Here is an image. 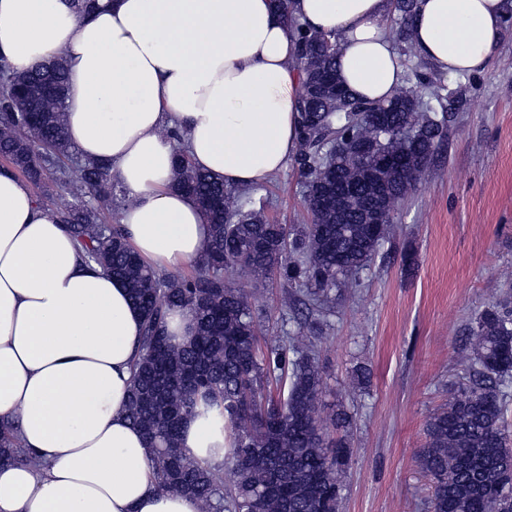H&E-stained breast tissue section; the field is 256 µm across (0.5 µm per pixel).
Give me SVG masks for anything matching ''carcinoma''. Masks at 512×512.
<instances>
[{
  "mask_svg": "<svg viewBox=\"0 0 512 512\" xmlns=\"http://www.w3.org/2000/svg\"><path fill=\"white\" fill-rule=\"evenodd\" d=\"M417 0H396L406 42ZM298 36L302 86L299 150L295 162L307 179L311 223L287 234L263 210L245 209L243 190L224 185L179 151L175 186L195 197L210 224L203 255L191 276H170L141 262L119 224L101 222L120 187L108 168L85 161L71 170L66 132V65H36L4 74L0 84V155L9 170L35 185L46 174L72 187L81 204L57 220L88 265L124 281L144 319L133 365L127 416L146 438L152 483L160 491L193 497L200 512H336L348 464L353 420L345 411L323 416L324 391L316 338L290 331L262 336L257 289L235 288L224 274L239 271L252 282L272 276L292 288L286 301L306 300L318 315L331 311L338 288L370 266L397 235L393 217L425 176L446 136L447 115H430L441 101L443 79L419 77L402 89L386 127L373 121L376 107L344 99L336 79V40L311 32L280 6ZM413 128L405 138L401 129ZM369 144L357 157L354 145ZM402 167L378 183V159ZM382 208L381 224L364 216ZM188 308L194 334L182 344L165 333L168 312ZM470 364L426 425L420 450L429 477L431 512H512V442L502 427L504 394L512 378V301L483 309L468 328ZM193 415L224 433V461L189 455L181 444L183 419ZM15 427L0 429V463L35 461L18 443Z\"/></svg>",
  "mask_w": 512,
  "mask_h": 512,
  "instance_id": "cac0c4a2",
  "label": "carcinoma"
}]
</instances>
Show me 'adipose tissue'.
<instances>
[{"mask_svg": "<svg viewBox=\"0 0 512 512\" xmlns=\"http://www.w3.org/2000/svg\"><path fill=\"white\" fill-rule=\"evenodd\" d=\"M338 37L337 70L356 97L388 100L403 69L387 35L390 0H290ZM512 0H417L414 47L448 77L484 71ZM67 65L71 144L109 165L128 198L119 222L155 269L196 261L209 225L174 185L179 131L192 164L257 188L298 150L297 37L274 0H0V63ZM143 320L126 288L82 265L72 237L29 186L0 170V421L38 464L0 465V512H199L152 487L142 432L127 418ZM182 445L224 459V436L184 419Z\"/></svg>", "mask_w": 512, "mask_h": 512, "instance_id": "ef3b65f1", "label": "adipose tissue"}]
</instances>
